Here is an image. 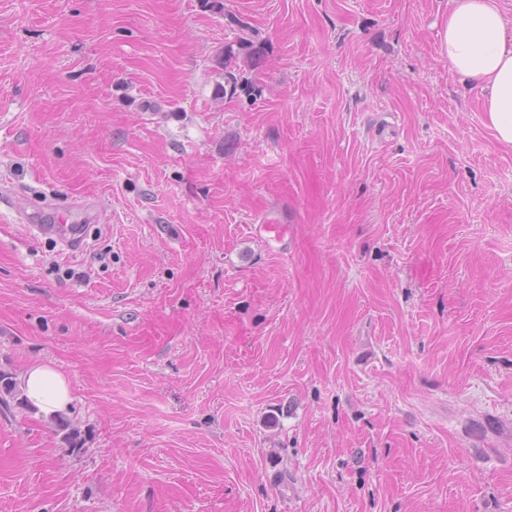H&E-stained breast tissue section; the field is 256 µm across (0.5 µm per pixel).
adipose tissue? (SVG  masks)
Returning a JSON list of instances; mask_svg holds the SVG:
<instances>
[{"mask_svg":"<svg viewBox=\"0 0 512 512\" xmlns=\"http://www.w3.org/2000/svg\"><path fill=\"white\" fill-rule=\"evenodd\" d=\"M440 33L441 53L450 71L481 86L486 120L495 138L512 146V21L499 0H452ZM21 386L30 406L46 415L67 412L70 385L56 368L26 369Z\"/></svg>","mask_w":512,"mask_h":512,"instance_id":"adipose-tissue-1","label":"adipose tissue"}]
</instances>
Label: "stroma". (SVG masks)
Returning <instances> with one entry per match:
<instances>
[{"label":"stroma","instance_id":"35a3bbf8","mask_svg":"<svg viewBox=\"0 0 512 512\" xmlns=\"http://www.w3.org/2000/svg\"><path fill=\"white\" fill-rule=\"evenodd\" d=\"M451 2L0 0V371L84 439L0 409V512H512V146ZM234 45L224 47V84L221 85L223 97L239 99L242 96L253 102L261 95L259 85L252 79L243 75V72L236 65V59L241 55H248L253 67L258 68L266 59L267 46L262 42H255L248 38H241ZM57 224H31L29 227L40 234L55 235L68 250L80 249L83 246V235L81 234L77 224H60L67 223L64 217L55 216ZM21 386L28 403L10 374L0 372L1 408L10 409L11 402H15L18 407L32 410L30 405L51 416L67 412L71 405L72 397L67 378L50 365L39 364L26 369L21 376Z\"/></svg>","mask_w":512,"mask_h":512}]
</instances>
